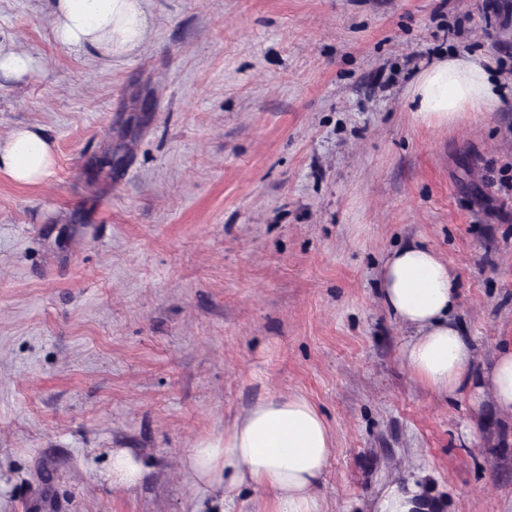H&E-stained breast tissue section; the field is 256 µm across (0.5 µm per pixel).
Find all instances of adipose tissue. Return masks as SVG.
<instances>
[{
    "mask_svg": "<svg viewBox=\"0 0 512 512\" xmlns=\"http://www.w3.org/2000/svg\"><path fill=\"white\" fill-rule=\"evenodd\" d=\"M53 35L77 55L122 62L150 40L148 0H48ZM512 87L493 66L472 55L439 56L413 79L407 99L417 122L449 127L499 109ZM55 164L53 142L38 126H21L0 139V175L35 185ZM384 309L406 330L400 358L410 377L451 399L489 394L512 416V342L485 364L475 362L457 312L456 273L422 239L387 252L378 275ZM335 454L331 428L307 398L291 394L260 400L238 414L223 435L197 441L184 466L203 492L230 500L244 489L263 498L261 512H322L317 490ZM416 478L387 482L369 512H424Z\"/></svg>",
    "mask_w": 512,
    "mask_h": 512,
    "instance_id": "obj_1",
    "label": "adipose tissue"
}]
</instances>
